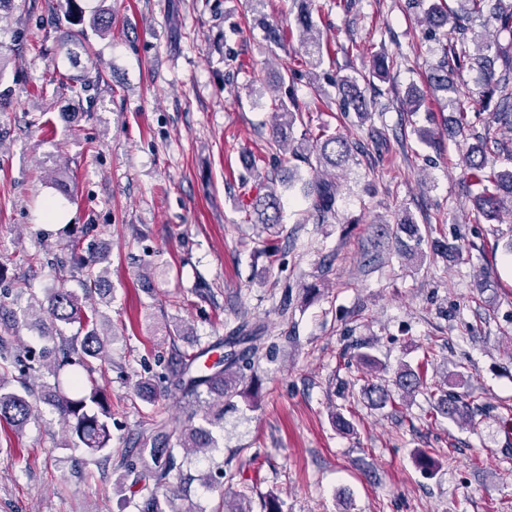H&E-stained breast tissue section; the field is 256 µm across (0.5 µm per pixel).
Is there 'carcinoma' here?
<instances>
[{
  "instance_id": "cac0c4a2",
  "label": "carcinoma",
  "mask_w": 512,
  "mask_h": 512,
  "mask_svg": "<svg viewBox=\"0 0 512 512\" xmlns=\"http://www.w3.org/2000/svg\"><path fill=\"white\" fill-rule=\"evenodd\" d=\"M459 9L448 8L446 0H433L425 15L429 38H448L443 27L450 24L457 30V42L443 45L442 55L432 66L428 83L439 95L440 111L457 114L456 123L468 124L466 101L462 99L457 84V72L466 65H477L484 74L485 91L482 107H492L493 123L474 134L477 143L468 147L464 158V170L475 187L476 209L488 220H497L504 210H512V166L496 171L487 164L488 146L506 152L508 148L498 137V130L512 128V8L503 0H458ZM479 16L496 25V34H508L506 41L495 45V55L503 62L499 72L492 68L490 58L484 54L489 49L483 38L468 37L470 17ZM295 27L300 33L298 53L305 63L316 69L324 63V55L331 54L320 39V29L312 18L308 3H303L295 18ZM475 47V53L467 50ZM339 108L344 113L355 112L366 115L372 111L373 100L367 98L365 88L357 77H336ZM278 122L272 129L267 158L277 170L290 160H306L315 155L318 166L324 169H340L353 159L354 146L349 139L338 133L321 132L315 139L306 137L296 145H290L291 132L299 123L304 134H309L302 111L296 102L280 99L274 103ZM304 197L308 212L317 223H325L336 217L338 210V186L335 182L315 178L306 184ZM246 212L254 216L256 224H278L281 221V203L274 179H267L254 198L243 205ZM66 247L82 274L81 292L59 287L48 291L44 297L30 293L28 311L50 320L46 336H60L59 325H77L76 332L66 339L60 359L49 364H38L32 354L13 347L10 338L0 337V423H5L15 434L20 435L26 427L38 421L40 411L37 399L52 406L64 421L68 432L67 446L83 448L91 455L108 461L112 457V405L98 384L95 373L97 363L110 359L109 337L103 333L105 316L96 306V297L107 292L108 268L105 257L94 251H83L81 239L72 236ZM15 301V289L0 288V320L7 318L16 323L15 312L10 306ZM265 327L247 321L241 323L226 336L197 348L193 352L175 351V363L169 365L162 376L167 392L178 395L190 425L174 428L169 432L157 424L139 437V453L123 454L126 475H135L141 481L154 480L156 492L145 497L139 512H164L160 506L157 490H163L170 504L169 512H195L192 506H176L178 493H170V477L180 469L179 453L189 454L204 448L215 447L212 427L224 420V401L240 397L254 403L257 391L246 380L255 379V368L260 360L272 353L265 346ZM224 348V355L212 364H207L210 353ZM363 391L368 398H376L384 404L389 394L384 386L374 383L366 376ZM398 392L409 398L428 388L427 368L421 364L415 369L401 368L396 379ZM442 413L450 418L467 414L468 403L453 392L444 391L439 398ZM202 423L191 424L197 416ZM152 465H147L145 457ZM224 512H252L246 506L245 495L224 493Z\"/></svg>"
}]
</instances>
